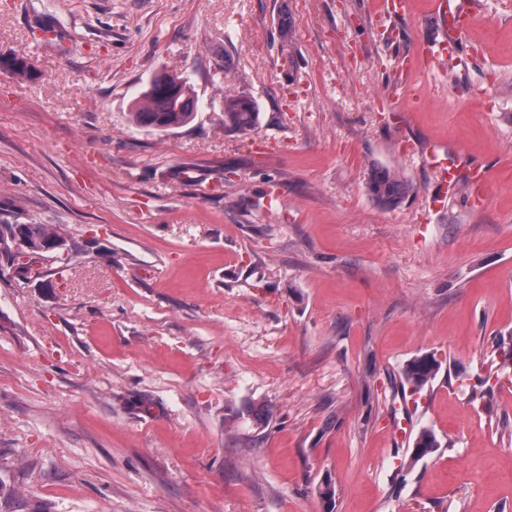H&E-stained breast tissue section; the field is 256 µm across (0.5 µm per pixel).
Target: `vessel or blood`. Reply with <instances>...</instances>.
<instances>
[{"label": "vessel or blood", "mask_w": 512, "mask_h": 512, "mask_svg": "<svg viewBox=\"0 0 512 512\" xmlns=\"http://www.w3.org/2000/svg\"><path fill=\"white\" fill-rule=\"evenodd\" d=\"M480 6V0H434V13L439 21L438 35L434 40L417 42L407 52L402 53V71L419 72L433 62H462L463 38L475 22ZM443 153L448 154L455 163L451 169L440 166L439 173L443 182L456 184L459 173H466V197L470 204L481 203L489 182V173L485 168L474 166L462 151L454 148L446 150L436 143L427 144L416 151L421 161L431 164H437L440 154Z\"/></svg>", "instance_id": "b4317fda"}]
</instances>
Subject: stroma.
<instances>
[{
	"label": "stroma",
	"mask_w": 512,
	"mask_h": 512,
	"mask_svg": "<svg viewBox=\"0 0 512 512\" xmlns=\"http://www.w3.org/2000/svg\"><path fill=\"white\" fill-rule=\"evenodd\" d=\"M0 0V222L75 247L0 271V512H512V0L455 76L395 57L409 0ZM190 125H131L159 70ZM260 112L225 128L224 96ZM490 172L481 206L405 141ZM400 171L398 207L366 190ZM436 377L401 390L415 357ZM487 378L484 399L472 386ZM272 418L259 423L262 405ZM437 450L412 460L417 434ZM335 489L334 504L316 493ZM366 189L369 196L381 207L395 208L413 190L395 170L383 166L372 167L368 173ZM441 368L434 354H426L409 361L402 370V379L414 392L424 388L435 378Z\"/></svg>",
	"instance_id": "35a3bbf8"
}]
</instances>
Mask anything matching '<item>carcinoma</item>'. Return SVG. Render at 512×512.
<instances>
[{"instance_id": "obj_1", "label": "carcinoma", "mask_w": 512, "mask_h": 512, "mask_svg": "<svg viewBox=\"0 0 512 512\" xmlns=\"http://www.w3.org/2000/svg\"><path fill=\"white\" fill-rule=\"evenodd\" d=\"M0 61L10 65L12 73L26 77L30 73L28 62L17 55H0ZM135 125L154 132L167 133L183 128L194 121L199 110V97L189 80L179 74L159 71L135 98ZM260 123L257 106L244 95H224V126L247 134ZM369 196L381 207L395 208L412 191V186L394 169L375 166L370 169L366 182ZM22 235L32 246L60 254L69 242L54 224H0V268L12 266V244L16 235ZM441 362L433 354L409 361L402 370L405 384L418 392L435 378ZM438 448L436 435L421 430L413 442L411 456L422 459Z\"/></svg>"}]
</instances>
